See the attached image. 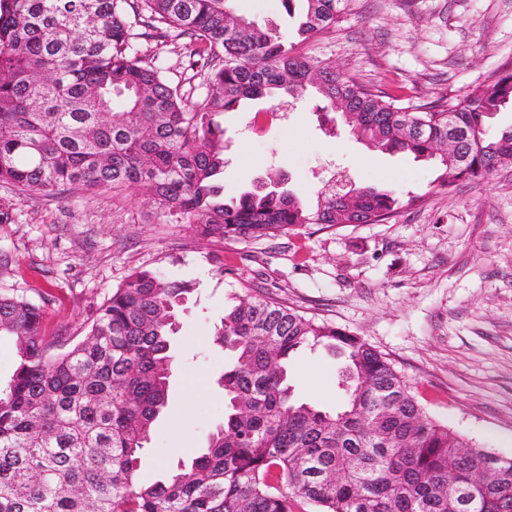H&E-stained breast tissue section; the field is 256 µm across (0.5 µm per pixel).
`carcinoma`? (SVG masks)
Segmentation results:
<instances>
[{
  "label": "carcinoma",
  "instance_id": "carcinoma-1",
  "mask_svg": "<svg viewBox=\"0 0 512 512\" xmlns=\"http://www.w3.org/2000/svg\"><path fill=\"white\" fill-rule=\"evenodd\" d=\"M303 3L305 42L351 0ZM232 0H0V181L24 193L146 188L156 215L201 235L247 241L395 217L374 185L324 193L314 211L270 187L224 198V127L244 101L318 95L368 147L439 162V187L483 184L512 164V67L456 103L402 106L300 54ZM186 37L190 65L209 64L212 92L189 104L133 41ZM193 292L150 269L112 289L68 348L43 334L45 306L0 293V336L16 367L0 386V512H512V458L438 423L391 362L361 338L245 291L224 309L214 343L224 422L188 461L153 483L141 455L166 412L171 336ZM322 346L343 359L333 411L300 400L291 356Z\"/></svg>",
  "mask_w": 512,
  "mask_h": 512
}]
</instances>
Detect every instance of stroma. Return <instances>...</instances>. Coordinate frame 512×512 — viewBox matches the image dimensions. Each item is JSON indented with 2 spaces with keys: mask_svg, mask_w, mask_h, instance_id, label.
Wrapping results in <instances>:
<instances>
[{
  "mask_svg": "<svg viewBox=\"0 0 512 512\" xmlns=\"http://www.w3.org/2000/svg\"><path fill=\"white\" fill-rule=\"evenodd\" d=\"M236 15L292 35L299 8L284 0H235ZM188 103L210 91L179 39L137 40ZM301 54L403 105L457 102L512 67V0H352L335 27ZM225 197L279 173L304 206L343 177L358 186L424 196L381 224L247 242H212L194 225L157 219L146 190L17 193L0 182V292L48 297L46 336L69 340L134 269L160 270L194 286L172 338L169 409L144 450L139 476L159 479L203 446L224 420L217 384L223 350L214 329L233 294L249 287L336 323L385 354L419 404L479 445L512 456V164L489 185L434 188L436 164L370 150L347 126L328 135L309 99L258 101L219 117ZM341 359L319 348L289 360L298 398L326 410L339 402Z\"/></svg>",
  "mask_w": 512,
  "mask_h": 512,
  "instance_id": "1",
  "label": "stroma"
}]
</instances>
